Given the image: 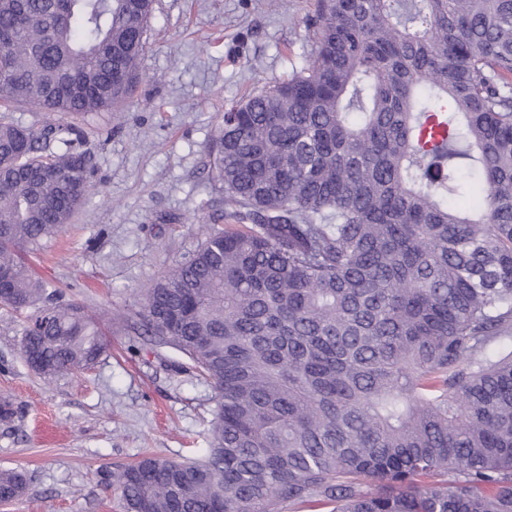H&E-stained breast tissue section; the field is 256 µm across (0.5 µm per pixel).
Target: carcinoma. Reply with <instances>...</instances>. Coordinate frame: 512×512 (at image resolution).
<instances>
[{
    "instance_id": "obj_1",
    "label": "carcinoma",
    "mask_w": 512,
    "mask_h": 512,
    "mask_svg": "<svg viewBox=\"0 0 512 512\" xmlns=\"http://www.w3.org/2000/svg\"><path fill=\"white\" fill-rule=\"evenodd\" d=\"M152 10L0 0V109L57 116L0 122V309L46 379L105 344L26 253L85 200L67 118L132 94ZM312 38L217 127L214 222L241 228L133 312L212 387L208 447L103 481L126 512H512V0H318Z\"/></svg>"
}]
</instances>
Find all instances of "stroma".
I'll return each mask as SVG.
<instances>
[{
    "label": "stroma",
    "mask_w": 512,
    "mask_h": 512,
    "mask_svg": "<svg viewBox=\"0 0 512 512\" xmlns=\"http://www.w3.org/2000/svg\"><path fill=\"white\" fill-rule=\"evenodd\" d=\"M316 0H155L140 82L120 111L81 117L90 192L31 259L98 326L106 348L91 368L46 380L20 357L22 320L0 310V470L25 474L0 512H123L104 472L207 445L211 386L173 349L124 316L142 288L188 259L223 213L207 177L225 107L300 67Z\"/></svg>",
    "instance_id": "35a3bbf8"
}]
</instances>
